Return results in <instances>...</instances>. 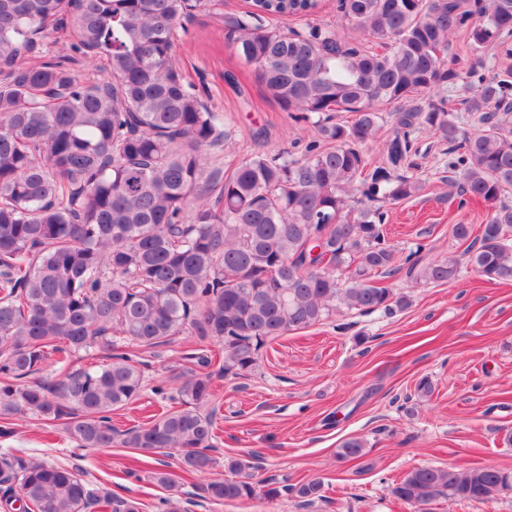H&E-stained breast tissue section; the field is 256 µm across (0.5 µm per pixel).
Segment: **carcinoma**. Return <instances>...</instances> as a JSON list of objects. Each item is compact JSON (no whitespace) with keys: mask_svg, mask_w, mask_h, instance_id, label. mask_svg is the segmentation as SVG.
<instances>
[{"mask_svg":"<svg viewBox=\"0 0 512 512\" xmlns=\"http://www.w3.org/2000/svg\"><path fill=\"white\" fill-rule=\"evenodd\" d=\"M222 0H0V419L30 414L65 420L84 450L110 448L112 411L144 388L139 362L117 337L149 349L188 333L222 343L224 373L252 371L269 341L330 319L403 311L409 297L373 278L402 273L447 283L450 257L425 262L426 245L398 250L383 206L416 196L410 169L419 131L448 142V169L460 191L488 207L485 223L451 234L490 280L512 282V0H340L343 16L378 46L360 49L336 28L312 23L283 31L271 21L306 16L318 0H253L226 16ZM220 23L267 95L316 127L300 157L257 153L232 169L216 163L228 132L222 115L177 63L179 32L197 13ZM72 24L67 60L50 56L52 33ZM505 47L499 71L460 100L461 124L445 101L404 104L454 82L448 38ZM103 59L107 75L73 68ZM396 132L386 161L367 171L364 145L376 138L380 107ZM340 112L351 120L339 123ZM90 352L99 365L62 379L41 375L50 355ZM181 407L124 434L121 445L172 457L180 473L212 467L216 438L210 376L187 370ZM361 436L336 457L368 454ZM232 479L196 487L205 503L322 498L319 479L254 480L253 463L227 458ZM168 491L163 512H187L179 473L154 472ZM512 491V471L417 466L391 493L415 512L440 500L492 502ZM6 512H141L79 467L0 454Z\"/></svg>","mask_w":512,"mask_h":512,"instance_id":"obj_1","label":"carcinoma"}]
</instances>
